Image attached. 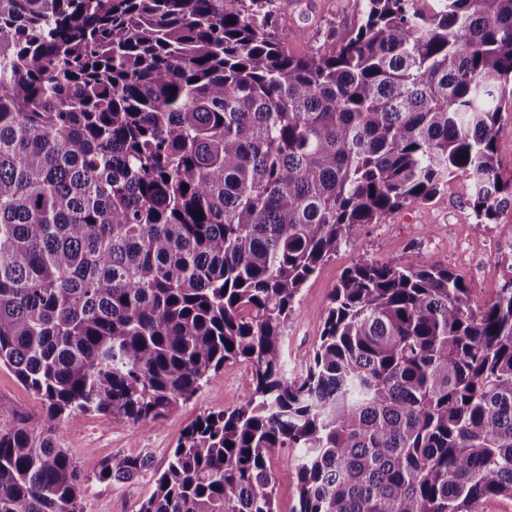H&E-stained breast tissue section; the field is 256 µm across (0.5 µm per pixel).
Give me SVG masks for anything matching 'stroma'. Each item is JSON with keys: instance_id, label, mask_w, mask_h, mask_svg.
<instances>
[{"instance_id": "35a3bbf8", "label": "stroma", "mask_w": 512, "mask_h": 512, "mask_svg": "<svg viewBox=\"0 0 512 512\" xmlns=\"http://www.w3.org/2000/svg\"><path fill=\"white\" fill-rule=\"evenodd\" d=\"M278 18L281 34L294 53L305 49L296 32L305 28L344 29L358 19L357 0H281ZM506 219L495 215L478 221L459 182H450L432 201L412 202L386 214L377 224L343 245L303 288L285 331V362L295 377L308 365L319 341L327 314L328 297L346 269L360 260H395L406 266L438 264L461 274L479 303L492 301L512 282V236L501 229ZM251 370L244 364H225L211 373L208 383L190 401L165 419L149 425L131 421L106 422L92 413H74L62 423L60 443L87 475L85 512H137L166 468L181 431L199 416L237 406L249 383ZM0 427L15 420L37 425L41 401L14 373L0 366ZM146 455L150 467L136 479L113 484L98 480L105 460L113 454Z\"/></svg>"}]
</instances>
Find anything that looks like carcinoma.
Wrapping results in <instances>:
<instances>
[{"mask_svg": "<svg viewBox=\"0 0 512 512\" xmlns=\"http://www.w3.org/2000/svg\"><path fill=\"white\" fill-rule=\"evenodd\" d=\"M358 4L295 55L279 0H0V365L44 407L0 428V512H84L66 416L156 422L227 362L241 403L184 429L137 512H277L281 448L295 512L512 499V287L360 260L286 375L296 298L366 225L461 177L477 220L505 199L512 0ZM498 125L495 127V149L500 164V176L508 182L506 193L512 191V105L502 108ZM286 451L280 452L273 460L274 482L280 512H293L297 505L296 473L287 464Z\"/></svg>", "mask_w": 512, "mask_h": 512, "instance_id": "obj_1", "label": "carcinoma"}]
</instances>
